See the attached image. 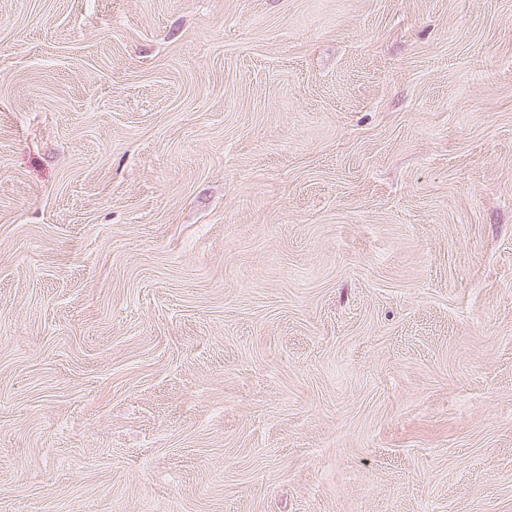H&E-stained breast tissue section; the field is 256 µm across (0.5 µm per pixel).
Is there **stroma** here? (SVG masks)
I'll list each match as a JSON object with an SVG mask.
<instances>
[{"mask_svg": "<svg viewBox=\"0 0 512 512\" xmlns=\"http://www.w3.org/2000/svg\"><path fill=\"white\" fill-rule=\"evenodd\" d=\"M0 512H512V0H0Z\"/></svg>", "mask_w": 512, "mask_h": 512, "instance_id": "obj_1", "label": "stroma"}]
</instances>
